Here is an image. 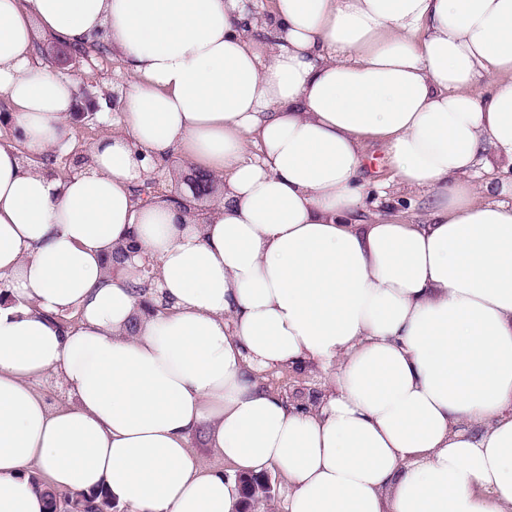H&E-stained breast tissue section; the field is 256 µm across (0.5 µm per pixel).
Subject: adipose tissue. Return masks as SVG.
Here are the masks:
<instances>
[{"label":"adipose tissue","instance_id":"adipose-tissue-1","mask_svg":"<svg viewBox=\"0 0 512 512\" xmlns=\"http://www.w3.org/2000/svg\"><path fill=\"white\" fill-rule=\"evenodd\" d=\"M43 38L129 76L64 180L39 159L77 87ZM0 92V512H47L35 468L124 512H236L272 468L285 512H512V0H0ZM176 153L223 177L207 215L135 200ZM293 367L318 405L263 388ZM367 153L368 157L364 171L366 181H385L388 177L389 169L384 150L380 146H372L367 150ZM34 387L50 405L61 407L68 404L64 388L54 372H47L34 383ZM190 447L201 464L215 469H224V471L229 469L224 459L215 455L212 448H205L204 430L191 436Z\"/></svg>","mask_w":512,"mask_h":512}]
</instances>
